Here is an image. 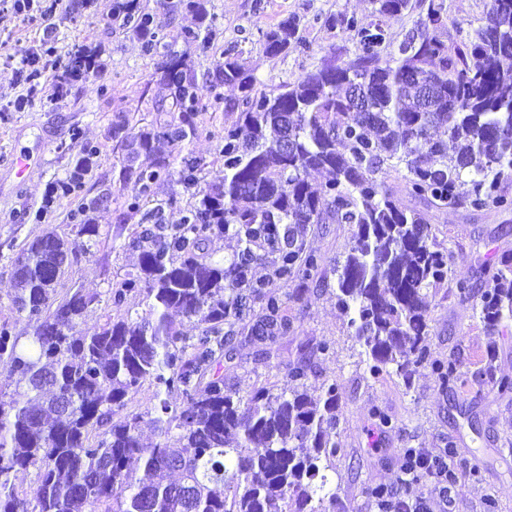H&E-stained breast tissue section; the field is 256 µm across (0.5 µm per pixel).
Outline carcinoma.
<instances>
[{"instance_id": "1", "label": "carcinoma", "mask_w": 512, "mask_h": 512, "mask_svg": "<svg viewBox=\"0 0 512 512\" xmlns=\"http://www.w3.org/2000/svg\"><path fill=\"white\" fill-rule=\"evenodd\" d=\"M378 18H329L355 32L356 59L324 63L273 91L238 60L224 56L203 81L185 55L164 53L156 112L169 120L137 126L112 121L119 181L132 184L127 208L140 214L131 244L137 269L110 292L124 310L94 333L80 329L96 296L76 289L56 298L55 284L81 254L98 244L99 227L86 213L108 193L83 196L72 214L76 244L54 231L12 258L11 307L33 324L22 338L0 323V364L15 390L0 391V512H336V490L326 474L338 448L336 383L318 399L304 389L310 364L298 361L275 392L241 396L224 383L226 347L250 314L259 341L285 336L292 323L277 288L318 271L321 257L306 250L298 229L346 224L352 236L337 263L336 298L350 314L354 335L377 379L394 368L410 385L434 367L445 383L462 374L453 361L434 365L428 336V294L448 281V257L430 236L436 210H512V0H489L486 22L454 53L438 31L447 24L443 0H428L418 32L397 52L380 17L411 8V0H376ZM112 24L154 50L164 40L140 0H112ZM296 23L266 33L269 53L302 46ZM98 54L72 49L57 74L68 86L97 73ZM434 94L422 101L423 84ZM234 85L240 97L224 113L218 136L223 174L200 185L205 163L188 155L178 166L157 157L139 164L162 140H192L205 97L219 103ZM94 146L83 147L74 169L56 182L64 195L83 189ZM402 169L403 202L389 184ZM311 171L329 178L320 186ZM175 178L195 202L175 207L157 199L155 184ZM230 234L242 248L213 260L206 243ZM270 254L267 279L252 278ZM491 287L481 317L493 330L512 318V260L485 265ZM141 296L148 310L125 309ZM193 319L198 334L184 336L173 314ZM183 398L153 406L160 440L141 439L139 414L112 423L144 382ZM36 470L30 492L16 476Z\"/></svg>"}]
</instances>
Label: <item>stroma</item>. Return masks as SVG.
<instances>
[{"label":"stroma","mask_w":512,"mask_h":512,"mask_svg":"<svg viewBox=\"0 0 512 512\" xmlns=\"http://www.w3.org/2000/svg\"><path fill=\"white\" fill-rule=\"evenodd\" d=\"M146 2L157 30L172 50L187 53L198 78L212 73L226 51L238 57L256 78L257 89L265 91L295 82L329 57L353 60L354 32L328 26L327 20H369L376 8L374 0H206L207 17L201 22L184 9ZM444 6L448 23L439 36L453 48L468 29L484 24L488 0H444ZM111 14L112 0H64L52 19L58 56L77 46L100 49L102 75L76 82L65 101H58L48 87L41 100L24 111L0 112V321L8 320L20 336L32 335L33 329L24 314L8 307L14 288L10 259L21 246L50 231L75 239L68 215L80 204V196L52 199L48 192L68 174L84 145L99 149L85 186L108 190L109 198L89 213L99 226V244L67 269L56 294L62 297L80 288L96 295L83 325L84 330H94L115 317L109 291L138 263L139 252L130 239L139 217L125 205L129 190L118 180L120 162L112 153L108 131L118 112L134 123L155 119L153 76L162 52L146 51L136 36L113 29ZM291 17L297 20L303 48L267 53L266 32ZM202 25L211 31L210 49L186 47L182 31ZM41 36L21 18L0 15V54L14 62L28 57ZM196 122L198 134L192 141H161L160 152L174 163L189 154L202 158L203 176L209 180L224 168L217 140L224 111L204 107ZM20 152L36 161L22 180L11 166L12 156ZM430 232L448 254L449 278L444 287L429 293L428 342L437 359L456 360L464 383L443 384L428 369L419 370L408 386L392 373L371 378L364 349L336 305L334 268L351 237L345 224H325L304 235L307 250L319 255L322 265L313 279L279 290L292 332L271 344L236 336L224 360L225 383L242 395L283 387L290 367L304 357L311 365L306 386L312 398L320 397L323 383H335L339 451L332 465L336 496L345 512H374L371 490L381 484L397 489L406 501L425 498L430 512H441L447 499L453 502L452 512H512V391L496 386L501 377H512V319L503 320L491 334L480 316L486 286L481 266L512 258V213L435 211ZM460 279L468 281L469 294H459ZM490 339L497 342L498 358L488 370L483 356ZM323 342L330 346L325 354L316 350ZM378 410L390 417L389 426H380L374 416ZM411 448L426 454L447 451L457 474L449 491L424 477L401 484Z\"/></svg>","instance_id":"35a3bbf8"}]
</instances>
